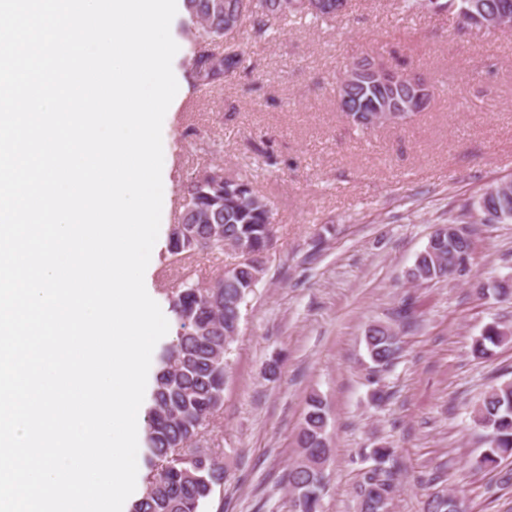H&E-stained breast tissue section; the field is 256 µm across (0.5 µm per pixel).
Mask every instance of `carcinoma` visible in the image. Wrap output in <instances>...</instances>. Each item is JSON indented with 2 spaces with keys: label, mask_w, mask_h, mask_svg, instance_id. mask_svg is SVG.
I'll return each instance as SVG.
<instances>
[{
  "label": "carcinoma",
  "mask_w": 512,
  "mask_h": 512,
  "mask_svg": "<svg viewBox=\"0 0 512 512\" xmlns=\"http://www.w3.org/2000/svg\"><path fill=\"white\" fill-rule=\"evenodd\" d=\"M188 15L187 35L191 51L187 70L196 85L214 89L224 84L243 61L239 45L224 42L226 36L249 26L254 33L272 38L290 21L333 20L345 14L349 0H324L313 8L304 0H183ZM470 0H398L403 14L427 8L453 13L467 26ZM421 78L407 74L405 83L392 91L366 83L350 93L336 88L339 109L360 129L368 113L385 111L392 96H407ZM219 165L199 169L182 186L177 223L170 225L167 252L190 260L199 253L220 255L229 246L253 254L266 246L271 233L273 205L260 195L254 181L236 175L215 178ZM481 221H512V180L489 188L477 202ZM189 225L184 235L179 225ZM469 237L448 239L439 226L418 256L412 271L415 281H431L448 275V266L463 254L471 255ZM253 266L243 261L224 269V274L206 287L185 279L165 297L178 325L176 338L164 346L154 375L151 405L147 412L145 446L148 472L141 495L129 512H204L216 489L228 481L229 472L221 452L201 445L204 430L219 416L229 373L227 354L237 334L241 305L250 290ZM512 337L498 324L488 326L472 345L478 359L491 356L492 347ZM366 344L374 370L382 371L398 359L400 340L389 325L368 329ZM473 421L485 431L486 449L475 459L478 470L498 471L502 484L512 482V470L500 468L501 460L512 455V382L505 381L486 390L473 408ZM322 398L308 397L300 432L302 452L289 468L287 482L294 512H319L326 484L324 470L330 456ZM389 446L372 449L375 466L361 474L358 490L359 512H383L394 499V474L385 463L394 455ZM427 512H460L456 497L434 493Z\"/></svg>",
  "instance_id": "1"
}]
</instances>
